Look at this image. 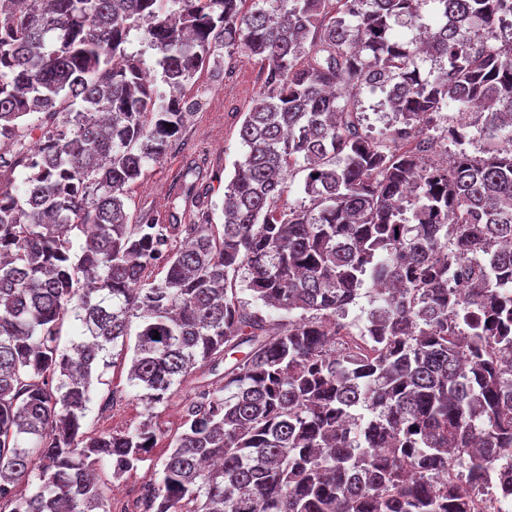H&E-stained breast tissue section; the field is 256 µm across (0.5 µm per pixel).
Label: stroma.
<instances>
[{
  "label": "stroma",
  "mask_w": 512,
  "mask_h": 512,
  "mask_svg": "<svg viewBox=\"0 0 512 512\" xmlns=\"http://www.w3.org/2000/svg\"><path fill=\"white\" fill-rule=\"evenodd\" d=\"M263 79L258 58L242 51L220 65L204 67L182 88V96L197 102L198 108L168 154L147 165L144 174L130 185L125 200L130 223L151 217L164 224H192L201 210L208 209L214 223L223 224L224 187L235 162L242 158L239 130ZM130 362V357H115L102 382L94 384L82 421L85 435L120 433L143 420L145 405L127 379ZM194 386L191 380L183 383L168 406L161 408L157 424L162 438L137 470L118 480L113 479L110 468L100 470L101 482L110 489L111 512H132L145 477L159 479L169 453L167 445L181 431L182 406Z\"/></svg>",
  "instance_id": "1"
}]
</instances>
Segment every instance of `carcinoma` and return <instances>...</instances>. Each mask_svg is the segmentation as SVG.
Here are the masks:
<instances>
[{
    "instance_id": "carcinoma-1",
    "label": "carcinoma",
    "mask_w": 512,
    "mask_h": 512,
    "mask_svg": "<svg viewBox=\"0 0 512 512\" xmlns=\"http://www.w3.org/2000/svg\"><path fill=\"white\" fill-rule=\"evenodd\" d=\"M13 2L0 15V179L14 186L0 191V504L111 512L94 472L137 469L154 409L193 377L139 512H479L512 452V0H431L428 22L414 0ZM132 29L170 94L126 53ZM420 42L439 67L421 70ZM221 50L266 67L222 233L208 214L129 223L127 188L196 107L176 92ZM365 89L384 94L396 134L365 131ZM477 103L487 115L472 121ZM429 115L457 147L446 167L426 160ZM475 138L477 155L463 148ZM299 171L307 200L283 207ZM238 280L286 312L277 327ZM367 284L377 305L358 327L347 317ZM117 347L147 418L89 437L93 380Z\"/></svg>"
}]
</instances>
